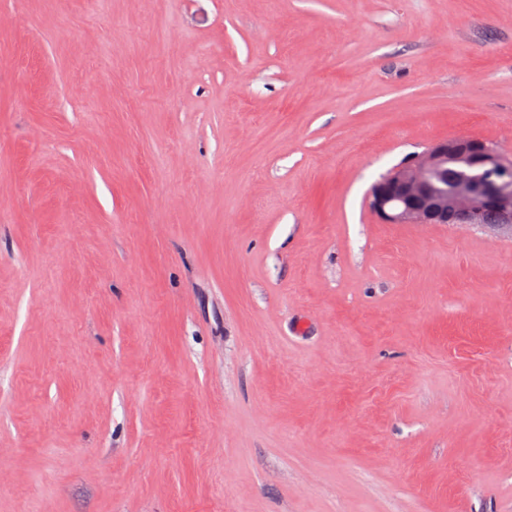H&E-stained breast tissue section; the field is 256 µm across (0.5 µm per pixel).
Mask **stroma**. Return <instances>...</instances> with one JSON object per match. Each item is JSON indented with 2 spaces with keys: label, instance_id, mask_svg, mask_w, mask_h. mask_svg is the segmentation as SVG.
Masks as SVG:
<instances>
[{
  "label": "stroma",
  "instance_id": "stroma-1",
  "mask_svg": "<svg viewBox=\"0 0 512 512\" xmlns=\"http://www.w3.org/2000/svg\"><path fill=\"white\" fill-rule=\"evenodd\" d=\"M512 0H0V512H512ZM369 206L385 224L484 225L493 212L511 228L512 158L472 136L439 141L375 182Z\"/></svg>",
  "mask_w": 512,
  "mask_h": 512
}]
</instances>
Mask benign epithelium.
<instances>
[{
    "mask_svg": "<svg viewBox=\"0 0 512 512\" xmlns=\"http://www.w3.org/2000/svg\"><path fill=\"white\" fill-rule=\"evenodd\" d=\"M369 206L385 224L483 225L493 212L511 227L512 158L472 136L439 141L375 182Z\"/></svg>",
    "mask_w": 512,
    "mask_h": 512,
    "instance_id": "benign-epithelium-1",
    "label": "benign epithelium"
}]
</instances>
